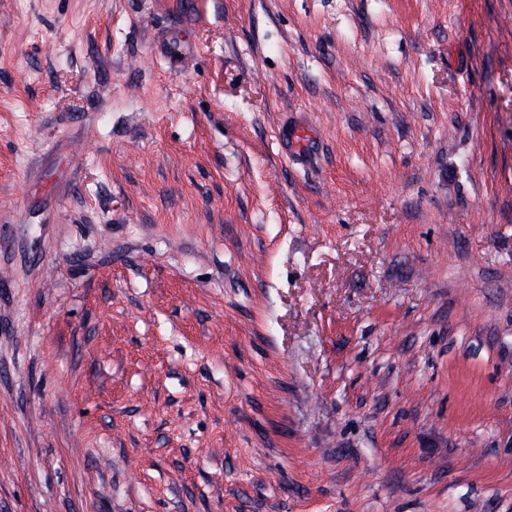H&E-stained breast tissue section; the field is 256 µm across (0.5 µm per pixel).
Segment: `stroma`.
I'll list each match as a JSON object with an SVG mask.
<instances>
[{
  "label": "stroma",
  "mask_w": 512,
  "mask_h": 512,
  "mask_svg": "<svg viewBox=\"0 0 512 512\" xmlns=\"http://www.w3.org/2000/svg\"><path fill=\"white\" fill-rule=\"evenodd\" d=\"M0 512H512V0H0Z\"/></svg>",
  "instance_id": "1"
}]
</instances>
